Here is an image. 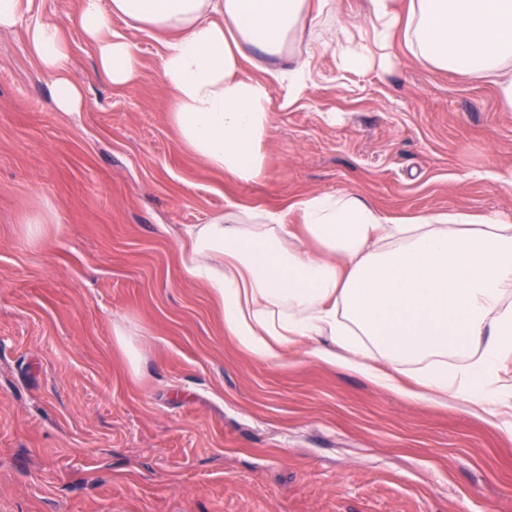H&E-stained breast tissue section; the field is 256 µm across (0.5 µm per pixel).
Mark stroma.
I'll list each match as a JSON object with an SVG mask.
<instances>
[{
	"mask_svg": "<svg viewBox=\"0 0 512 512\" xmlns=\"http://www.w3.org/2000/svg\"><path fill=\"white\" fill-rule=\"evenodd\" d=\"M34 7L85 99L58 109L23 32L0 30V512H512V392L491 416L404 398L300 344L258 360L181 265L183 228L231 201L353 193L392 220L512 219L496 86L400 45L391 65L343 72L328 44L304 98L273 89L267 175L244 183L181 140L162 35L113 19L141 61L116 87L80 0Z\"/></svg>",
	"mask_w": 512,
	"mask_h": 512,
	"instance_id": "1",
	"label": "stroma"
}]
</instances>
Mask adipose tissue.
I'll return each instance as SVG.
<instances>
[{
  "label": "adipose tissue",
  "instance_id": "1",
  "mask_svg": "<svg viewBox=\"0 0 512 512\" xmlns=\"http://www.w3.org/2000/svg\"><path fill=\"white\" fill-rule=\"evenodd\" d=\"M365 9L372 41L338 44L339 70L386 64L400 39L431 68L492 81L512 105V0H365ZM335 10V0H81L80 26L118 86L138 80L140 60L113 19L164 34L160 69L182 141L255 182L267 173L272 88L287 106L304 97L326 42L320 20ZM16 28L52 74L59 108L78 114L83 89L60 30L36 16L34 0H0V29ZM254 52L273 61L264 77L242 73ZM295 210L292 224L287 210L231 203L185 228L184 271L209 288L225 331L259 360L301 343L308 357L393 391L413 366L434 398L492 411L512 358V222L438 213L396 223L351 193L313 195ZM458 356L464 365H453Z\"/></svg>",
  "mask_w": 512,
  "mask_h": 512
}]
</instances>
